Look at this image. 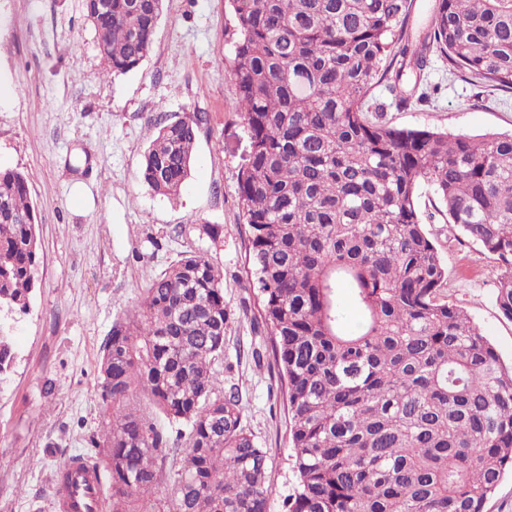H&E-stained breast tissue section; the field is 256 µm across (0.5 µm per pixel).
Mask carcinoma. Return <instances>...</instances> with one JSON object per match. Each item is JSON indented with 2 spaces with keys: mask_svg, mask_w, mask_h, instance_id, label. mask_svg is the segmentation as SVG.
<instances>
[{
  "mask_svg": "<svg viewBox=\"0 0 512 512\" xmlns=\"http://www.w3.org/2000/svg\"><path fill=\"white\" fill-rule=\"evenodd\" d=\"M231 74L251 140L239 179L248 263L286 384L296 477L282 512H483L512 470V367L459 306L416 207L428 182L449 223L492 255L512 320V134L370 122L369 93L398 104L440 55L512 92V0H433L414 41V0H230ZM112 75L150 54L163 0H83ZM202 115L156 124L142 180L180 193ZM26 176L0 170V381L39 266ZM363 313L345 327L338 291ZM230 310L222 275L194 251L151 278L100 347L101 434L80 457L111 512H269L267 451L220 370ZM179 426L175 438L158 428ZM180 456L165 477L169 457Z\"/></svg>",
  "mask_w": 512,
  "mask_h": 512,
  "instance_id": "carcinoma-1",
  "label": "carcinoma"
}]
</instances>
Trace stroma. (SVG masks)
<instances>
[{"label": "stroma", "mask_w": 512, "mask_h": 512, "mask_svg": "<svg viewBox=\"0 0 512 512\" xmlns=\"http://www.w3.org/2000/svg\"><path fill=\"white\" fill-rule=\"evenodd\" d=\"M231 25L228 0H165L149 57L115 76L82 0H0V169L28 179L40 253L31 310L17 325L15 362L0 384V512H59L56 474L65 461L92 454L98 432L100 344L148 279L189 249L224 274L231 316L221 369L239 394L244 425L268 452L270 512H281L295 487L279 381L254 363L251 346L262 336L245 314L256 291L238 174L250 143L229 73ZM421 88L428 100L405 108L385 88L373 89L382 109L370 120L512 132V95L452 76L440 59ZM196 112L207 121L190 175L170 199L140 176L148 131L161 117ZM76 179L85 199L71 195ZM417 208L446 268L444 299L511 363L512 321L495 303L497 264L449 223L429 184L420 185Z\"/></svg>", "instance_id": "1"}]
</instances>
